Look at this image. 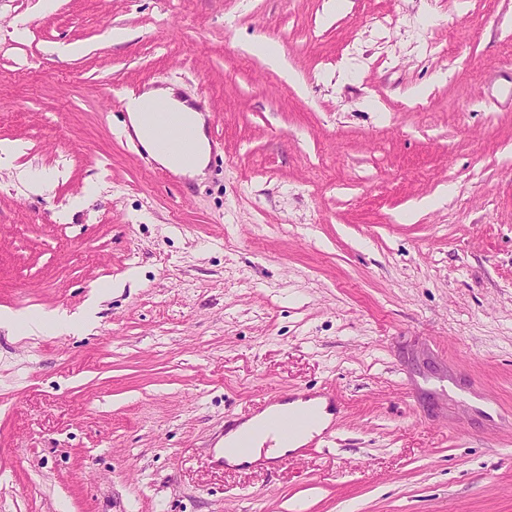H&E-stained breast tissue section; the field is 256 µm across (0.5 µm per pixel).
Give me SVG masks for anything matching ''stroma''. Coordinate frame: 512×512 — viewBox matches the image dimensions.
<instances>
[{
	"instance_id": "stroma-1",
	"label": "stroma",
	"mask_w": 512,
	"mask_h": 512,
	"mask_svg": "<svg viewBox=\"0 0 512 512\" xmlns=\"http://www.w3.org/2000/svg\"><path fill=\"white\" fill-rule=\"evenodd\" d=\"M511 81L512 0H0V310L97 308L0 327V512H512ZM139 84L208 96L204 180L127 138ZM325 387V438L211 465ZM0 327H5L13 331L22 328L25 334L36 335L42 333L48 327L69 332L75 329L77 324L64 312L57 310L48 312L41 311L36 314L29 312L1 311ZM266 417L264 414L256 416L243 423L237 430L232 431L226 438L224 436V445L231 446L232 443L239 441L241 438H260L265 432Z\"/></svg>"
}]
</instances>
